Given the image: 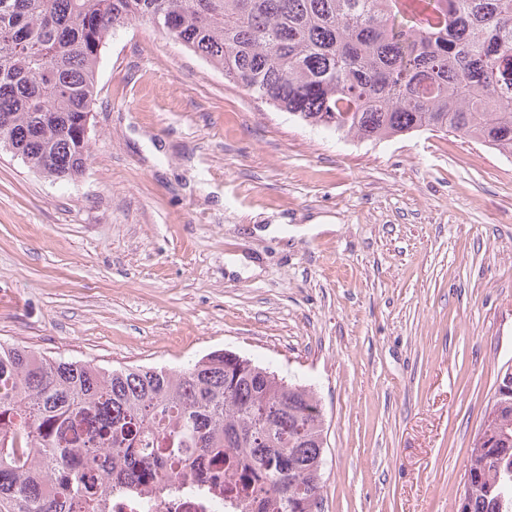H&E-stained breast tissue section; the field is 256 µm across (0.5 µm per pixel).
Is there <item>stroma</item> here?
I'll use <instances>...</instances> for the list:
<instances>
[{
	"instance_id": "1",
	"label": "stroma",
	"mask_w": 512,
	"mask_h": 512,
	"mask_svg": "<svg viewBox=\"0 0 512 512\" xmlns=\"http://www.w3.org/2000/svg\"><path fill=\"white\" fill-rule=\"evenodd\" d=\"M97 79L83 176L0 150V343L107 368L235 352L319 398L322 512H456L512 364V156L312 128L145 22Z\"/></svg>"
}]
</instances>
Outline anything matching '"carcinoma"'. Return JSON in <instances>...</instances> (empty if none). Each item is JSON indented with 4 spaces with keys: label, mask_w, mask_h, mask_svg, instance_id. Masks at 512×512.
<instances>
[{
    "label": "carcinoma",
    "mask_w": 512,
    "mask_h": 512,
    "mask_svg": "<svg viewBox=\"0 0 512 512\" xmlns=\"http://www.w3.org/2000/svg\"><path fill=\"white\" fill-rule=\"evenodd\" d=\"M135 21L306 125L512 155V0H0V144L48 178L82 176L101 51ZM493 407L457 512H512L511 365ZM323 434L312 390L222 350L106 369L0 343V512H107L149 471L216 490L237 475L231 512H320Z\"/></svg>",
    "instance_id": "carcinoma-1"
}]
</instances>
